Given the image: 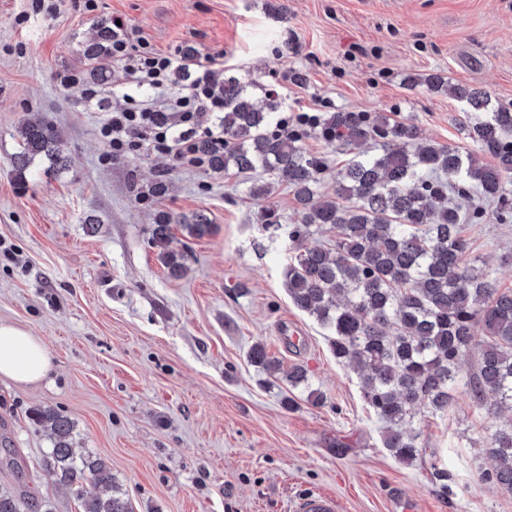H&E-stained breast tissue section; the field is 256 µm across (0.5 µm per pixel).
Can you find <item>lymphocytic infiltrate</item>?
I'll return each instance as SVG.
<instances>
[{
  "mask_svg": "<svg viewBox=\"0 0 512 512\" xmlns=\"http://www.w3.org/2000/svg\"><path fill=\"white\" fill-rule=\"evenodd\" d=\"M112 59L120 63L129 82L154 90L153 99L113 111L101 128L112 155L143 148L172 156L193 167L205 163L195 145L197 132L222 139V127L212 125L213 113L223 111L224 98L215 87L218 57L190 58L181 52H163L146 39L133 38L126 26L112 28ZM188 82L187 91L171 92L175 78Z\"/></svg>",
  "mask_w": 512,
  "mask_h": 512,
  "instance_id": "f902f5d3",
  "label": "lymphocytic infiltrate"
}]
</instances>
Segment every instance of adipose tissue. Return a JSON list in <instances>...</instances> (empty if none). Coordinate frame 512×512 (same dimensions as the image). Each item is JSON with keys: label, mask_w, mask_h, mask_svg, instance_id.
I'll return each instance as SVG.
<instances>
[{"label": "adipose tissue", "mask_w": 512, "mask_h": 512, "mask_svg": "<svg viewBox=\"0 0 512 512\" xmlns=\"http://www.w3.org/2000/svg\"><path fill=\"white\" fill-rule=\"evenodd\" d=\"M51 369V356L40 337L0 323V376L35 384L46 379Z\"/></svg>", "instance_id": "adipose-tissue-1"}]
</instances>
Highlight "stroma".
I'll list each match as a JSON object with an SVG mask.
<instances>
[{
    "label": "stroma",
    "instance_id": "1",
    "mask_svg": "<svg viewBox=\"0 0 512 512\" xmlns=\"http://www.w3.org/2000/svg\"><path fill=\"white\" fill-rule=\"evenodd\" d=\"M29 4L0 0V322L39 336L54 368L37 384L0 378V485L78 512L39 467L50 441L32 414L51 409L73 421L77 453L109 462L134 512H293L318 494L336 512H512V492L481 477L501 420L469 388L447 413L416 407L413 462L384 448L357 374L288 296L286 184L258 202L233 170L145 150L110 157L100 128L128 104L120 65L108 54L94 64L110 76L97 107L55 79L86 72L84 43L118 16L159 49L223 56L224 75L257 97L276 90L289 118L384 113L466 154L476 146L458 102L405 79L439 73L511 105L512 0H98L82 16H31ZM29 116L54 125L67 162L35 158L21 183L12 159ZM269 208L282 229L266 228ZM160 210L212 225L200 238L176 231L180 279L152 244ZM463 234L512 290V220L491 213ZM257 343L278 373L250 361ZM295 364L308 387L288 384Z\"/></svg>",
    "mask_w": 512,
    "mask_h": 512
}]
</instances>
